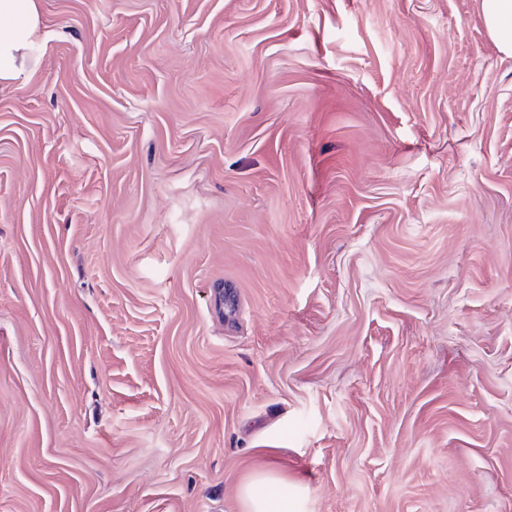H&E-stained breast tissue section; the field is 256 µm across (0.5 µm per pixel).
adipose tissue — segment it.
<instances>
[{
    "label": "adipose tissue",
    "instance_id": "adipose-tissue-1",
    "mask_svg": "<svg viewBox=\"0 0 512 512\" xmlns=\"http://www.w3.org/2000/svg\"><path fill=\"white\" fill-rule=\"evenodd\" d=\"M487 30L512 55V0H481ZM45 45L36 0H0V83L22 80L38 65Z\"/></svg>",
    "mask_w": 512,
    "mask_h": 512
}]
</instances>
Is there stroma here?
<instances>
[{"label": "stroma", "mask_w": 512, "mask_h": 512, "mask_svg": "<svg viewBox=\"0 0 512 512\" xmlns=\"http://www.w3.org/2000/svg\"><path fill=\"white\" fill-rule=\"evenodd\" d=\"M0 85V512H512V56L481 0H37ZM241 497L247 512H288V483L278 492H272L264 480L245 486Z\"/></svg>", "instance_id": "stroma-1"}]
</instances>
